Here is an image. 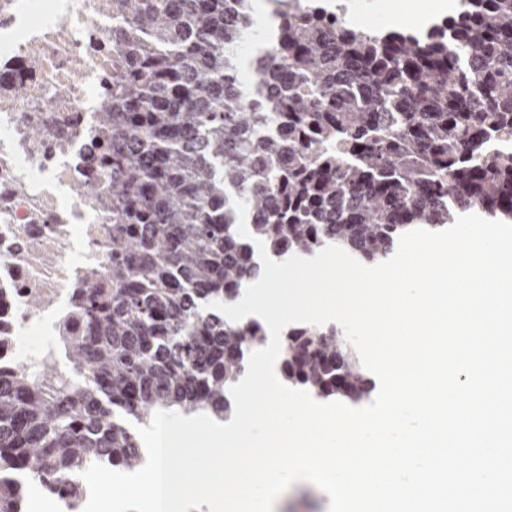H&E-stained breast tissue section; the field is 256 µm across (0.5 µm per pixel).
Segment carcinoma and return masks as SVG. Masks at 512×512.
Listing matches in <instances>:
<instances>
[{
    "instance_id": "obj_1",
    "label": "carcinoma",
    "mask_w": 512,
    "mask_h": 512,
    "mask_svg": "<svg viewBox=\"0 0 512 512\" xmlns=\"http://www.w3.org/2000/svg\"><path fill=\"white\" fill-rule=\"evenodd\" d=\"M113 22L112 287L77 289L70 363L0 368V512L31 482L81 512L93 462L136 471L137 426L174 410L229 421L230 387L266 342L235 303L260 274L237 234L281 260L338 245L371 262L401 234L469 212L512 220V0H460L448 31L333 30L315 0H284L260 35L252 0H116ZM282 378L353 402L374 384L335 326L281 340Z\"/></svg>"
}]
</instances>
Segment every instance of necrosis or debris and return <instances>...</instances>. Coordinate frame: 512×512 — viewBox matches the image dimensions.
Returning a JSON list of instances; mask_svg holds the SVG:
<instances>
[{
	"label": "necrosis or debris",
	"mask_w": 512,
	"mask_h": 512,
	"mask_svg": "<svg viewBox=\"0 0 512 512\" xmlns=\"http://www.w3.org/2000/svg\"><path fill=\"white\" fill-rule=\"evenodd\" d=\"M115 0H0V360L72 336L88 276L112 284L109 183Z\"/></svg>",
	"instance_id": "necrosis-or-debris-1"
}]
</instances>
